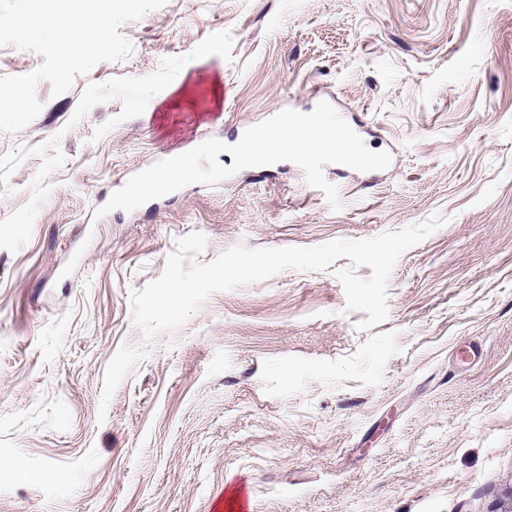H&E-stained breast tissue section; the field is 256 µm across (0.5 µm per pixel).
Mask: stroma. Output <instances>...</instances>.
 <instances>
[{
    "label": "stroma",
    "mask_w": 512,
    "mask_h": 512,
    "mask_svg": "<svg viewBox=\"0 0 512 512\" xmlns=\"http://www.w3.org/2000/svg\"><path fill=\"white\" fill-rule=\"evenodd\" d=\"M133 46L0 134V512H496L512 492V0H167ZM218 85L174 107L197 72ZM337 104L390 166L280 162L95 208L160 156ZM445 223L360 330L284 270L146 339L130 295L178 238L314 247ZM480 344L475 368L460 344Z\"/></svg>",
    "instance_id": "stroma-1"
}]
</instances>
